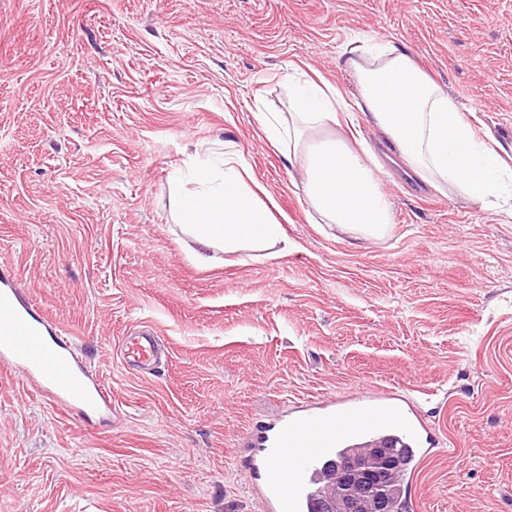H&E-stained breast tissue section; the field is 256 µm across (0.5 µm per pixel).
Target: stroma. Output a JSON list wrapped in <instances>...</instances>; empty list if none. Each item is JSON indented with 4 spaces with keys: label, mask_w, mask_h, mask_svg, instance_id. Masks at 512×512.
<instances>
[{
    "label": "stroma",
    "mask_w": 512,
    "mask_h": 512,
    "mask_svg": "<svg viewBox=\"0 0 512 512\" xmlns=\"http://www.w3.org/2000/svg\"><path fill=\"white\" fill-rule=\"evenodd\" d=\"M391 41L512 165V0H0V267L112 404L0 367V512H263L248 437L330 399L401 398L435 453L409 512H512V216L414 176L361 122L392 228L314 223L256 118L295 67ZM233 143L292 247L198 268L172 171ZM164 342L149 374L125 336Z\"/></svg>",
    "instance_id": "stroma-1"
}]
</instances>
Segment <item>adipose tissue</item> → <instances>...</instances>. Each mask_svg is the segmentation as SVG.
<instances>
[{
    "instance_id": "ef3b65f1",
    "label": "adipose tissue",
    "mask_w": 512,
    "mask_h": 512,
    "mask_svg": "<svg viewBox=\"0 0 512 512\" xmlns=\"http://www.w3.org/2000/svg\"><path fill=\"white\" fill-rule=\"evenodd\" d=\"M345 54L360 86L353 107L394 143L413 173L490 206L512 194V166L476 136L461 105L408 54L389 41L351 43ZM353 107L336 87L308 79L296 84L288 116L264 112L260 120L267 139L288 144L300 162L305 198L324 223L364 239L380 237L390 230L392 214L373 169L346 144L314 139ZM173 182L174 215L198 266H212L219 251H263L271 258L287 252L273 203L263 200V187L233 145H225L216 164H186Z\"/></svg>"
}]
</instances>
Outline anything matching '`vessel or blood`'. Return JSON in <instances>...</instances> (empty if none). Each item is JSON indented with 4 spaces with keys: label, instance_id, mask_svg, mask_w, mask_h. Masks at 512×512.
Here are the masks:
<instances>
[{
    "label": "vessel or blood",
    "instance_id": "vessel-or-blood-1",
    "mask_svg": "<svg viewBox=\"0 0 512 512\" xmlns=\"http://www.w3.org/2000/svg\"><path fill=\"white\" fill-rule=\"evenodd\" d=\"M50 323L41 319L19 291L9 271L0 272V363L21 366L37 387L55 399L85 410L108 405V392L71 353L67 337H51ZM161 339L148 330L125 337L126 364L156 363ZM420 421L406 415L389 393L369 396L366 403L325 414L279 421L255 431L250 440L265 452L259 496L267 512H312V495L324 463L349 445H383L392 440L409 446L413 458L425 460Z\"/></svg>",
    "mask_w": 512,
    "mask_h": 512
}]
</instances>
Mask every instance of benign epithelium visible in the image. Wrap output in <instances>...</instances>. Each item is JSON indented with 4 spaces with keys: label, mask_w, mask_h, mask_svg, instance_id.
I'll return each instance as SVG.
<instances>
[{
    "label": "benign epithelium",
    "mask_w": 512,
    "mask_h": 512,
    "mask_svg": "<svg viewBox=\"0 0 512 512\" xmlns=\"http://www.w3.org/2000/svg\"><path fill=\"white\" fill-rule=\"evenodd\" d=\"M374 459L356 465L339 462L328 465L334 477L317 488L318 512H389V496L384 476L398 465L397 455L384 447L372 451Z\"/></svg>",
    "instance_id": "obj_1"
}]
</instances>
